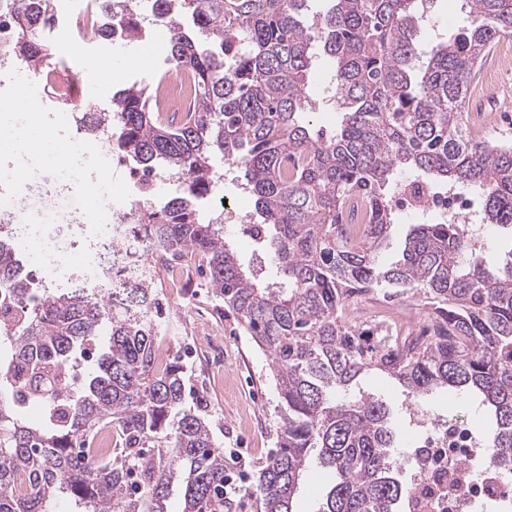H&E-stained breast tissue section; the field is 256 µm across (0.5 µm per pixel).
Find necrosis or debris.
<instances>
[{"label": "necrosis or debris", "instance_id": "necrosis-or-debris-1", "mask_svg": "<svg viewBox=\"0 0 512 512\" xmlns=\"http://www.w3.org/2000/svg\"><path fill=\"white\" fill-rule=\"evenodd\" d=\"M65 146L82 154L83 168L70 178L47 166H30L19 176L0 180V223L13 230L18 249L38 241L48 258L42 283L76 281L78 287H113L111 304L126 302V290L143 278L158 258L155 245L133 220L136 201L128 188L117 190L111 202L94 210L82 203L89 187L102 175L103 136H89L76 120L61 125ZM428 211L460 218L473 217L469 195L431 186L420 200ZM84 267L73 279V261ZM426 436L412 440L407 459L412 466L411 496L406 512H475L480 501L495 502L512 512V479L476 480L468 464L485 453L479 431L455 417L423 412L417 419Z\"/></svg>", "mask_w": 512, "mask_h": 512}]
</instances>
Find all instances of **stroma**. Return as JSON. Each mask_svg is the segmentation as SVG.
Here are the masks:
<instances>
[{
  "label": "stroma",
  "mask_w": 512,
  "mask_h": 512,
  "mask_svg": "<svg viewBox=\"0 0 512 512\" xmlns=\"http://www.w3.org/2000/svg\"><path fill=\"white\" fill-rule=\"evenodd\" d=\"M77 0H68L64 20L55 28L49 43L55 62L70 67L84 101L107 103L120 89L145 82L147 75H159L164 68V52L154 44L166 41V26L150 28L144 41L115 48L110 42L88 44L74 39L68 24ZM430 24L422 28L418 41L431 50L440 40L456 36L469 25L458 0H433L428 11ZM512 58V37L496 42L477 68L470 86V103L475 111L468 124L472 134L492 141H512V83L492 90L487 78L503 57ZM332 62L320 59L310 82L311 94L320 100L318 123L337 127L341 116L335 99ZM216 170L224 174L222 195L205 199L203 207L220 212L222 204L253 211L254 199L243 188L241 171L214 159ZM168 268H157L155 286L160 298L156 319V339L172 363L186 374V401L207 414L215 442L233 454L228 466L253 478L255 462L273 448L280 418L277 393L269 367L270 359L247 335L237 317L208 286V271L196 260L181 266L178 292H171ZM364 387L381 399L392 414L396 431L393 456H400L408 438L416 431L406 418V396L392 380L371 373Z\"/></svg>",
  "instance_id": "1"
}]
</instances>
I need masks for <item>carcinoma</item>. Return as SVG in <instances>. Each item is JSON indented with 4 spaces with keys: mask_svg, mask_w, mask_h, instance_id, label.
<instances>
[{
    "mask_svg": "<svg viewBox=\"0 0 512 512\" xmlns=\"http://www.w3.org/2000/svg\"><path fill=\"white\" fill-rule=\"evenodd\" d=\"M128 39L147 29L138 0ZM169 69H188L194 97L166 119L155 88L133 84L80 124L104 131L135 165L143 197L150 170L188 175L182 193L149 202L137 225L168 260L197 257L255 344L271 357L281 426L255 473L257 512H293L309 466L334 475L317 512H399L408 494L390 454L386 405L351 395L375 371L411 397L435 390L470 395L490 416V452L478 466L512 473V249L500 264L467 261L484 249L453 218L416 224L401 258L381 260L397 217L401 175L412 187L442 184L483 198L479 224L512 227V145L467 131L471 75L497 40L512 36V0H461L470 26L423 57L415 40L433 0H167ZM56 0H13L5 28L27 72L56 70L47 41ZM86 43L112 27L83 28ZM335 65L340 125L315 129L309 83L318 57ZM244 172L259 221L272 228L269 260L288 286L263 284L240 262L219 214L199 202L221 187L212 159ZM412 293L432 308L415 336H393L346 319L358 295ZM154 277L110 307L77 288L33 290L0 229V512H51L66 495L77 512H165L183 485L184 512H238L224 494V449L207 417L186 404L183 371L155 351ZM106 346L78 387L86 351ZM37 403L43 423H26ZM115 431L99 456L80 441L98 426Z\"/></svg>",
    "mask_w": 512,
    "mask_h": 512,
    "instance_id": "cac0c4a2",
    "label": "carcinoma"
}]
</instances>
